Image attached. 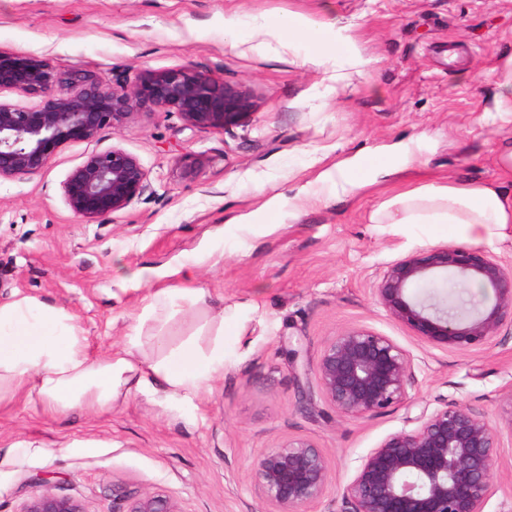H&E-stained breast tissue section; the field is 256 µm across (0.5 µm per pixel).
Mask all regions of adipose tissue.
I'll list each match as a JSON object with an SVG mask.
<instances>
[{"label": "adipose tissue", "instance_id": "ef3b65f1", "mask_svg": "<svg viewBox=\"0 0 512 512\" xmlns=\"http://www.w3.org/2000/svg\"><path fill=\"white\" fill-rule=\"evenodd\" d=\"M401 165L382 156L369 169L352 164L321 173L346 195L372 184ZM374 224L452 225L463 239L479 242L501 236L512 224V195L475 181H433L397 193L372 211ZM198 288H157L140 300V311L121 351L90 357L81 329L63 310L28 297L0 304V406L18 396L40 405L44 414L76 409L108 411L131 392L162 391L170 401L189 399L224 365V315H212L181 344H165L164 328L184 308L205 305ZM161 352L144 355L145 340Z\"/></svg>", "mask_w": 512, "mask_h": 512}]
</instances>
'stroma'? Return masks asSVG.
<instances>
[{
  "label": "stroma",
  "mask_w": 512,
  "mask_h": 512,
  "mask_svg": "<svg viewBox=\"0 0 512 512\" xmlns=\"http://www.w3.org/2000/svg\"><path fill=\"white\" fill-rule=\"evenodd\" d=\"M301 17L332 42L346 31L366 61L288 43L264 23ZM0 49L61 72L118 83L184 65L242 91L247 121L187 128L148 112L63 144L48 166L0 180V302L32 297L71 314L90 356L124 346L152 288L203 289L234 308L224 375L186 402L135 393L100 413L60 417L18 398L0 407V512L35 492L112 512L113 494L166 496L178 512H262L254 460L291 437L314 442L334 480L305 512H340L361 460L387 435L448 402L485 415L500 437L484 512H512V329L484 347L426 345L374 301L390 264L460 244L426 224H374L392 194L432 180L485 181L512 193L498 153L512 130L483 123L512 57V0H0ZM118 146L148 172L128 208L86 224L61 184L92 153ZM409 168L337 198L320 174L387 149ZM298 217L271 218L274 194ZM351 327L390 336L412 357L403 404L337 414L315 378L325 342Z\"/></svg>",
  "instance_id": "1"
}]
</instances>
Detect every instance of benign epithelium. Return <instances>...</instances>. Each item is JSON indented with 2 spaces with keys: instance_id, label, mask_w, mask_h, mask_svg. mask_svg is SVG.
<instances>
[{
  "instance_id": "obj_1",
  "label": "benign epithelium",
  "mask_w": 512,
  "mask_h": 512,
  "mask_svg": "<svg viewBox=\"0 0 512 512\" xmlns=\"http://www.w3.org/2000/svg\"><path fill=\"white\" fill-rule=\"evenodd\" d=\"M39 98L33 107L0 102V179L47 167L67 141L96 138L143 111L176 114L192 129L243 124L250 102L238 89L189 65L142 72L126 84L82 73L62 74L46 61L0 50V92ZM148 172L120 147L96 152L62 183L63 198L86 224L140 199ZM478 282L494 302L464 316L411 294L418 283L447 276ZM373 297L424 344L458 351L485 346L512 325V268L474 246L417 250L383 271ZM317 384L340 415L364 417L399 405L412 380L410 355L392 338L349 328L324 345ZM500 441L485 416L449 402L418 418V426L389 434L362 460L342 495L340 512H484ZM263 512H303L325 494L333 475L322 450L306 438L288 439L254 462ZM22 512H84L50 491L34 494ZM113 512H178L167 498L122 494Z\"/></svg>"
}]
</instances>
